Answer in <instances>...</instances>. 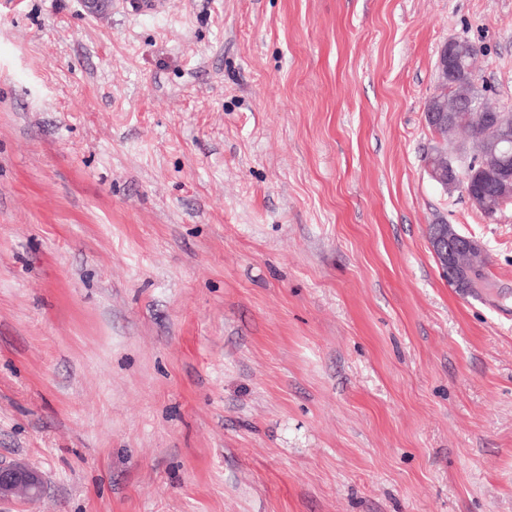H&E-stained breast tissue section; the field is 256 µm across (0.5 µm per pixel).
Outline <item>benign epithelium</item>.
I'll list each match as a JSON object with an SVG mask.
<instances>
[{
    "label": "benign epithelium",
    "instance_id": "1",
    "mask_svg": "<svg viewBox=\"0 0 512 512\" xmlns=\"http://www.w3.org/2000/svg\"><path fill=\"white\" fill-rule=\"evenodd\" d=\"M465 53L466 45L459 39H450L440 48L438 89L429 97L424 117L432 130L448 131L454 127L457 111L464 108L482 134L475 140V154L469 156L465 171L457 170L442 157L428 166V173L446 190L462 186L472 206L483 212L490 204L500 209L512 203V158L501 150V145L512 140V113L491 106L470 83L458 79ZM428 238L437 263L448 278L462 286L471 285L474 275L465 257L476 242L444 222L430 225ZM44 484L43 473L34 466L23 462L0 464V500L23 494L37 500Z\"/></svg>",
    "mask_w": 512,
    "mask_h": 512
}]
</instances>
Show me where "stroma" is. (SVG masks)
Here are the masks:
<instances>
[{
	"label": "stroma",
	"instance_id": "stroma-1",
	"mask_svg": "<svg viewBox=\"0 0 512 512\" xmlns=\"http://www.w3.org/2000/svg\"><path fill=\"white\" fill-rule=\"evenodd\" d=\"M512 0H0V512H512V204L431 180ZM488 277H443L428 227ZM45 478L36 467L23 462L0 464V500L27 494L29 500L39 499L44 491Z\"/></svg>",
	"mask_w": 512,
	"mask_h": 512
}]
</instances>
